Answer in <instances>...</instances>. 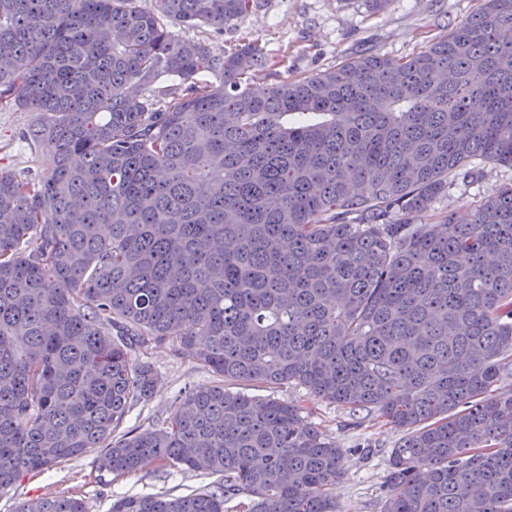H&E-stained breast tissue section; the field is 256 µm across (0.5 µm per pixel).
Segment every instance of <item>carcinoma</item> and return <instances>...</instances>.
<instances>
[{
    "label": "carcinoma",
    "instance_id": "carcinoma-1",
    "mask_svg": "<svg viewBox=\"0 0 512 512\" xmlns=\"http://www.w3.org/2000/svg\"><path fill=\"white\" fill-rule=\"evenodd\" d=\"M252 0H0V103L54 153L0 171V491L97 448L217 475L111 512H336L343 450L288 382L406 434L384 512H512V183L467 219L416 218L477 160L512 168V0H483L405 60L282 81L254 44L218 55L167 21L224 27ZM201 72L216 85L185 87ZM177 76L146 98L135 82ZM299 120L288 124L287 116ZM168 343L217 376L123 431ZM20 512H83L41 497Z\"/></svg>",
    "mask_w": 512,
    "mask_h": 512
}]
</instances>
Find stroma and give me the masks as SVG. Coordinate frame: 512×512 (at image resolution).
<instances>
[{
    "label": "stroma",
    "mask_w": 512,
    "mask_h": 512,
    "mask_svg": "<svg viewBox=\"0 0 512 512\" xmlns=\"http://www.w3.org/2000/svg\"><path fill=\"white\" fill-rule=\"evenodd\" d=\"M480 5L481 0H388L383 10L374 12L365 0H254L245 18L224 28H192L173 21L169 29L181 40H208L218 54L248 43L261 47L271 65L249 81L251 90L260 94L277 81L310 76L365 52L405 59L447 36ZM33 121V113L26 109L0 105V170L30 178L52 154L50 143L29 138ZM480 169L475 181L449 185L447 195L423 215V222L437 221L444 211H472L501 185L512 182V168L484 163ZM130 357L149 363L159 379L151 401L134 406L126 416L128 430L159 426L181 391L214 379L207 368L175 355L166 343L133 348ZM267 395L301 406L305 419L342 448L343 475L331 489L336 512H384L389 459L403 429L387 424L375 412H354L313 399L293 382L268 390ZM209 482V477L188 471L164 478L152 463L117 477L99 469L92 452L26 476L9 492L0 493V512H18L23 502L44 496H74L82 499L86 512H110L113 501L123 496L169 489L181 494Z\"/></svg>",
    "instance_id": "1"
}]
</instances>
